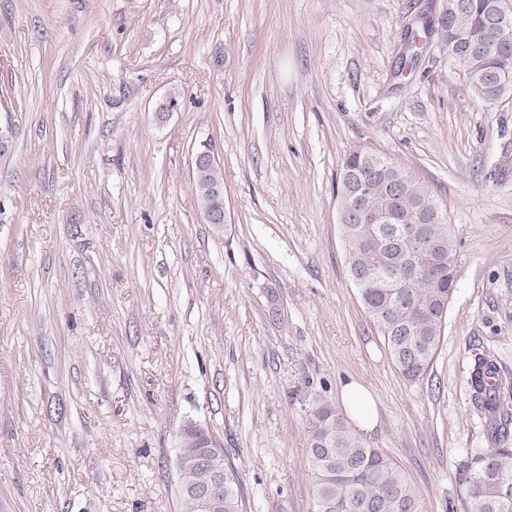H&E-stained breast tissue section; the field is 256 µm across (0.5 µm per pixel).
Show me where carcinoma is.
<instances>
[{"mask_svg": "<svg viewBox=\"0 0 512 512\" xmlns=\"http://www.w3.org/2000/svg\"><path fill=\"white\" fill-rule=\"evenodd\" d=\"M462 2L448 19L449 56L463 68L475 96L495 105L512 96V49L498 55L487 50L497 39L487 22L494 0ZM342 171L369 182L368 204L374 209L381 207L388 185L407 174L365 149L349 153ZM200 184L224 185L219 164L195 177V185ZM401 187L400 224H415L436 199L413 176ZM388 228V224L350 223L340 225V233L348 273L362 278L357 292L365 313L380 330L401 377L415 383L432 368L444 332L457 282L456 243L443 214L430 217L420 225L419 235H405L395 247L387 244ZM423 240L436 243V252H426ZM511 387L512 377L496 359L475 354L472 400L486 417L492 447L472 453L462 464L461 498L449 512H512V447H505L512 413L503 405ZM326 392L328 387L321 385L308 409L314 512H423L400 467L369 446ZM208 445L203 432L178 440L182 512H243L235 471L225 461L224 450L213 451ZM207 470L224 473V499L214 510L191 494Z\"/></svg>", "mask_w": 512, "mask_h": 512, "instance_id": "1", "label": "carcinoma"}]
</instances>
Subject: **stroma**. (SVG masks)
<instances>
[{
	"mask_svg": "<svg viewBox=\"0 0 512 512\" xmlns=\"http://www.w3.org/2000/svg\"><path fill=\"white\" fill-rule=\"evenodd\" d=\"M418 14L433 33L401 75ZM447 24L443 0H0V512H181L189 423L244 512H312L309 399L352 378L378 409L364 439L448 512L489 445L475 353L512 373V97L473 95ZM359 147L426 186L457 242L416 383L345 264L336 185ZM200 184L207 186L220 185L224 187L223 172L218 162L204 169L199 176L195 175V190L203 211L221 209L223 207V199L215 194L201 192L199 188Z\"/></svg>",
	"mask_w": 512,
	"mask_h": 512,
	"instance_id": "1",
	"label": "stroma"
}]
</instances>
